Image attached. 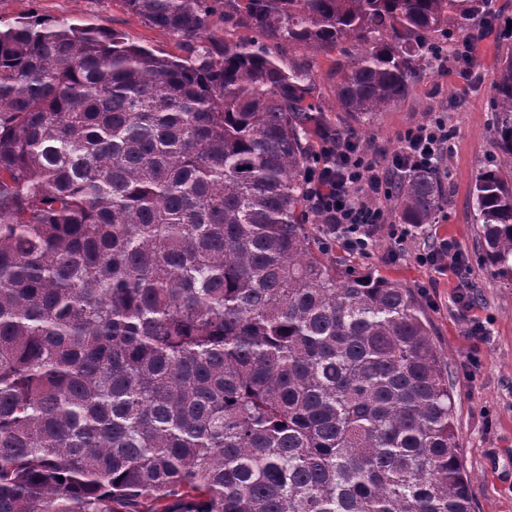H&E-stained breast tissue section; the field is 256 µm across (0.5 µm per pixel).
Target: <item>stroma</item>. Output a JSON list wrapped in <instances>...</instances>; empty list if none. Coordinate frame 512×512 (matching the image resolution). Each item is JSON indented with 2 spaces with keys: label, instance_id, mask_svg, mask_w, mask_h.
<instances>
[{
  "label": "stroma",
  "instance_id": "obj_1",
  "mask_svg": "<svg viewBox=\"0 0 512 512\" xmlns=\"http://www.w3.org/2000/svg\"><path fill=\"white\" fill-rule=\"evenodd\" d=\"M32 15L114 31L162 56L188 55L175 37L130 14L122 0H0V20L12 22ZM510 49L511 36L491 46L472 77L473 90L468 94L462 93V81L451 69L433 68L413 86L404 102L381 113L360 136L378 155L388 156L399 146L398 134L410 125L438 115L454 125L456 136L441 159L448 202L435 222L416 229L413 238L400 247L383 233L369 256L354 257L338 249L332 253L339 268L374 271L410 288L424 309L434 343L448 367L475 512H512V286L504 284L480 259L482 243L473 203L475 177L495 152L493 85L499 59ZM278 55L281 60L311 67L319 104L329 109L332 124L346 127V115L333 109L329 60L284 46L279 47ZM440 238L456 240L467 254L474 285L472 310L455 303L457 280L452 273H438L414 259L417 252L429 249ZM474 318L489 331L485 341H475L466 333ZM473 351L479 356L475 366L467 359Z\"/></svg>",
  "mask_w": 512,
  "mask_h": 512
}]
</instances>
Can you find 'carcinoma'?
Returning <instances> with one entry per match:
<instances>
[{"instance_id":"1","label":"carcinoma","mask_w":512,"mask_h":512,"mask_svg":"<svg viewBox=\"0 0 512 512\" xmlns=\"http://www.w3.org/2000/svg\"><path fill=\"white\" fill-rule=\"evenodd\" d=\"M122 2L188 58L0 25V512H472L430 323L329 257L306 173L331 128L275 49L333 57L354 133L489 0ZM494 103L473 196L511 285L512 52ZM447 202L438 170L397 177L399 223Z\"/></svg>"}]
</instances>
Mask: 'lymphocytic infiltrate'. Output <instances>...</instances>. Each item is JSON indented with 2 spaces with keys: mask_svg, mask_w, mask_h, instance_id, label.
Wrapping results in <instances>:
<instances>
[{
  "mask_svg": "<svg viewBox=\"0 0 512 512\" xmlns=\"http://www.w3.org/2000/svg\"><path fill=\"white\" fill-rule=\"evenodd\" d=\"M449 138L442 119L416 124L400 135L398 149L381 164L368 157L355 135H322L307 182L311 207L324 216L328 237L345 253L363 256L386 224L395 241L404 243L410 228L390 224L384 206L393 194L394 178L431 167L447 151Z\"/></svg>",
  "mask_w": 512,
  "mask_h": 512,
  "instance_id": "f902f5d3",
  "label": "lymphocytic infiltrate"
}]
</instances>
